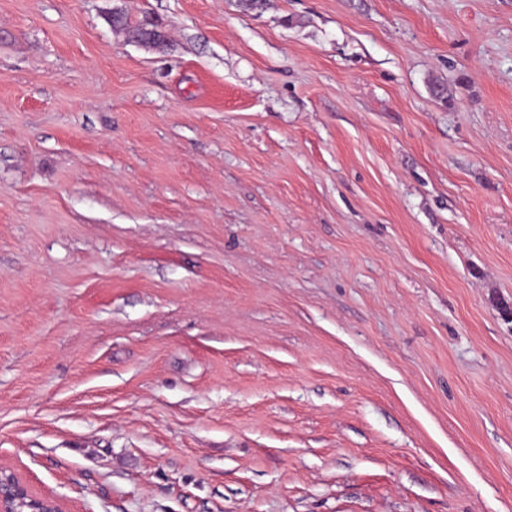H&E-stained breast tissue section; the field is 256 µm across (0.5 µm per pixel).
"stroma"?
<instances>
[{
  "instance_id": "obj_1",
  "label": "stroma",
  "mask_w": 512,
  "mask_h": 512,
  "mask_svg": "<svg viewBox=\"0 0 512 512\" xmlns=\"http://www.w3.org/2000/svg\"><path fill=\"white\" fill-rule=\"evenodd\" d=\"M504 302L512 0H0V463L69 512H512Z\"/></svg>"
}]
</instances>
